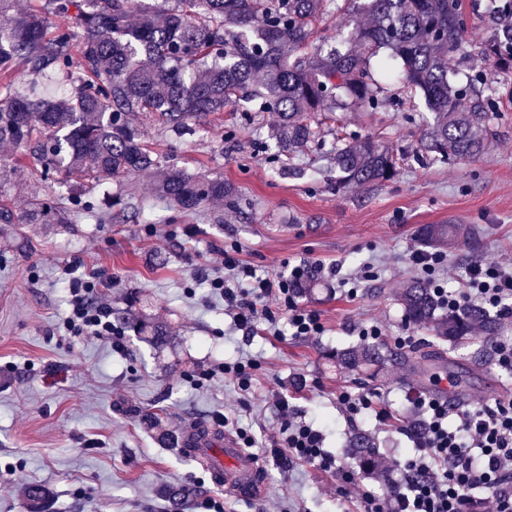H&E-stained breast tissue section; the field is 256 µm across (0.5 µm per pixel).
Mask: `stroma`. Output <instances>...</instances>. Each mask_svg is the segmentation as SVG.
<instances>
[{
	"label": "stroma",
	"instance_id": "1",
	"mask_svg": "<svg viewBox=\"0 0 512 512\" xmlns=\"http://www.w3.org/2000/svg\"><path fill=\"white\" fill-rule=\"evenodd\" d=\"M389 91L394 99L386 110L337 113L321 142L291 159L268 138L273 112L252 120L227 110L171 136L143 125L145 140L168 164L224 178L236 190L234 203L186 213L157 200L152 180L136 173L116 182L144 209V221L108 217L97 204L74 212L68 224L0 223V512H27L22 491L35 484L51 491L53 512H169L174 487L195 490L191 512H339L335 475L275 453L277 399L321 422L326 450L379 489L384 479L363 473L346 449L352 435L369 433L380 456H406L414 449L406 431L412 391L436 378L465 401L512 391V375L495 366L481 332L453 344L433 327L406 325L400 305L405 283L417 276L407 253L419 245V225L478 230V247L460 239L443 251L456 278L473 258L512 256V112L479 160L442 164L415 155L422 100L399 98L396 83ZM339 130L403 150L396 176L373 187L337 188L328 154ZM81 181V174L64 180L32 161L5 194L23 215L33 200ZM231 245L261 275L323 264L319 286L305 298L321 315L323 335L294 338L283 322L276 336L262 319L251 334L231 331L223 300L197 278L213 249ZM332 266L338 276L329 275ZM68 267L111 277L112 321L124 330L119 344L65 331ZM355 274L352 296L341 280ZM143 315L170 329L169 345L157 348L138 332ZM356 324L381 328L375 343L389 349L390 361L337 364V351L365 345ZM398 336L410 337V345H396ZM243 357L259 364L253 395L242 396L223 374L201 376ZM346 390L379 391L392 421L380 424L372 409L347 419L337 407ZM222 415L227 432L241 426L254 438L262 497L225 496L180 450L187 427L217 425Z\"/></svg>",
	"mask_w": 512,
	"mask_h": 512
}]
</instances>
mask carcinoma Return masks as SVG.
<instances>
[{"label": "carcinoma", "mask_w": 512, "mask_h": 512, "mask_svg": "<svg viewBox=\"0 0 512 512\" xmlns=\"http://www.w3.org/2000/svg\"><path fill=\"white\" fill-rule=\"evenodd\" d=\"M352 28L340 45L310 42L335 0H0V143L19 151L17 173L35 160L58 172L82 173L68 204L35 203L32 224H68L69 209L91 206L102 190L109 206L139 209L123 191L104 188L113 178L144 172L164 202L196 212L214 201L233 202L235 189L221 178L171 169L142 139L140 122L181 132L240 102L255 113L274 112L277 146L304 152L317 138L316 116L375 112L391 97L383 83L424 99L431 117L420 151L451 164L475 160L502 120L501 101L482 73L464 85L450 80L463 55L477 54L498 72L512 74V0H496L494 37L478 46L463 42L466 0H344ZM69 22L51 24L50 16ZM52 75L70 93L44 97L24 88ZM336 188L374 186L391 180L399 158L373 137L347 133L332 149ZM479 246L462 224H425L418 239L444 247L459 237ZM408 323L432 325L456 342L474 328L496 335V320L471 307L437 315L431 287L414 279L403 289ZM376 346L346 350L336 361L348 368L374 365ZM350 448L362 460L378 457L372 439L353 435ZM29 512H49L51 492L25 489ZM194 492L174 488L171 512H190Z\"/></svg>", "instance_id": "cac0c4a2"}]
</instances>
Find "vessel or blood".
I'll use <instances>...</instances> for the list:
<instances>
[{
    "label": "vessel or blood",
    "mask_w": 512,
    "mask_h": 512,
    "mask_svg": "<svg viewBox=\"0 0 512 512\" xmlns=\"http://www.w3.org/2000/svg\"><path fill=\"white\" fill-rule=\"evenodd\" d=\"M183 451L204 464L215 485L235 498H256L264 489L256 457L241 448L231 433L203 424L192 426L183 438Z\"/></svg>",
    "instance_id": "obj_1"
}]
</instances>
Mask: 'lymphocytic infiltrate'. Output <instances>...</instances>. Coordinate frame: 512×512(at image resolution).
Returning a JSON list of instances; mask_svg holds the SVG:
<instances>
[{
  "label": "lymphocytic infiltrate",
  "mask_w": 512,
  "mask_h": 512,
  "mask_svg": "<svg viewBox=\"0 0 512 512\" xmlns=\"http://www.w3.org/2000/svg\"><path fill=\"white\" fill-rule=\"evenodd\" d=\"M407 261L426 277L441 308L480 306L512 317L511 262H471L466 279L452 288L443 272V255L416 248ZM216 262L222 274L203 268L198 275L223 300L232 329L247 332L256 315L271 316L268 302L274 298L288 311L292 336L323 334L319 313L302 302L300 291L302 283L317 274V267L301 263L271 278L258 275L235 252L225 249L219 251ZM103 285L93 274L70 278L65 326L72 335L107 341L118 335L111 307L98 297ZM412 404L424 431L415 441L413 454L392 458L384 466L392 483L382 495L361 489L354 473L339 471L335 456L324 448L323 430L290 409L284 398L276 403L285 419L276 444L287 449L290 460L340 472V496L345 502H358L361 512H512V398L456 408L438 395L420 392Z\"/></svg>",
  "instance_id": "1"
}]
</instances>
